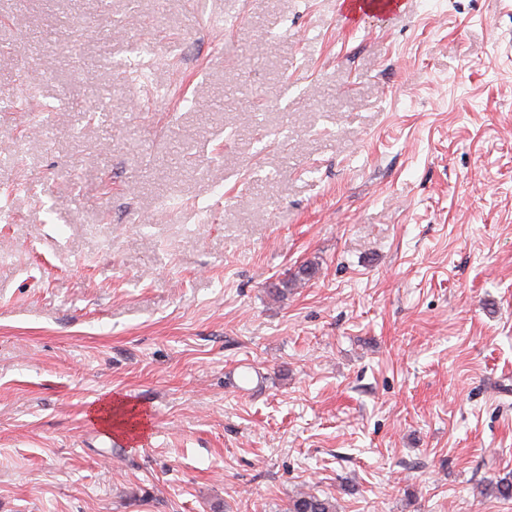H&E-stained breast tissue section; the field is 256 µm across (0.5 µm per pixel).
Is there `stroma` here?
<instances>
[{
    "mask_svg": "<svg viewBox=\"0 0 512 512\" xmlns=\"http://www.w3.org/2000/svg\"><path fill=\"white\" fill-rule=\"evenodd\" d=\"M505 476L500 0H0V512H512ZM289 512H336L335 504L327 497L303 493L292 499Z\"/></svg>",
    "mask_w": 512,
    "mask_h": 512,
    "instance_id": "35a3bbf8",
    "label": "stroma"
}]
</instances>
